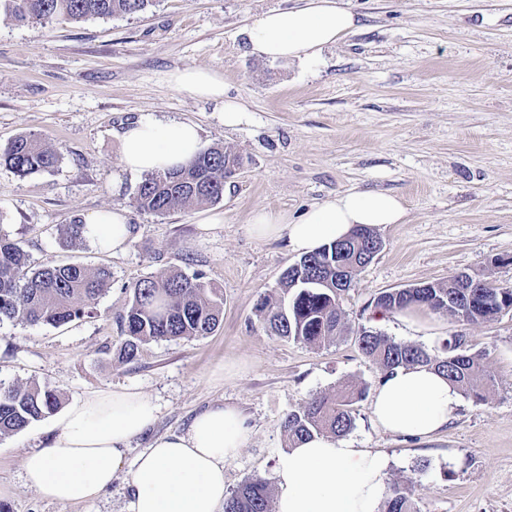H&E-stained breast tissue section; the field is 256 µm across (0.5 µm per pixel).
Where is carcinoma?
Segmentation results:
<instances>
[{"label":"carcinoma","mask_w":512,"mask_h":512,"mask_svg":"<svg viewBox=\"0 0 512 512\" xmlns=\"http://www.w3.org/2000/svg\"><path fill=\"white\" fill-rule=\"evenodd\" d=\"M153 0H0V7L16 21L48 23L63 16L74 21L107 18L146 11ZM59 160L55 150L34 135H19L0 148V164L19 176L49 171ZM242 163L241 156L213 147L193 157L185 166L166 173L148 174L134 194L136 207L146 213L165 215L176 209L216 203L224 197L226 164ZM378 237L367 227L332 242L299 259L300 267L287 271L278 285V298L263 296L258 315L275 335L309 345L334 344L345 332L342 299L353 287L366 252ZM112 273L81 264L31 265L17 242L0 237V322L61 326L93 315L91 301L107 291ZM126 313L121 318L122 340L116 349L121 362L134 361L142 345L151 341L194 339L215 330L223 320L224 296L204 281L200 272L181 270L164 277H146L132 287ZM424 306L458 322L495 320L512 311V287H494L467 272L446 281L380 293L374 307L397 312ZM361 352L376 363L383 375L400 367L431 366L460 392L484 399L491 381L483 354L471 351L466 337H448L443 351L397 342L377 331L361 328L356 333ZM365 394L356 385L342 386L334 394L318 395L292 410L283 422L290 443L315 433L341 437L353 427V405ZM59 405L56 392L36 382L20 385L0 380V437L16 434L52 414ZM224 512H272L269 488L255 477L226 495ZM384 512H417L409 488L389 487Z\"/></svg>","instance_id":"obj_1"}]
</instances>
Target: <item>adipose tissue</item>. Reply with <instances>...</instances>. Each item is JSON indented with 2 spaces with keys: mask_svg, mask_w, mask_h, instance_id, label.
<instances>
[{
  "mask_svg": "<svg viewBox=\"0 0 512 512\" xmlns=\"http://www.w3.org/2000/svg\"><path fill=\"white\" fill-rule=\"evenodd\" d=\"M342 0H303L272 10L247 31L253 55L309 64L356 26ZM175 87L216 102L225 126L239 125L245 106L224 97L221 71L186 67L171 75ZM123 172L148 174L185 165L199 151L196 124L162 121L150 114L118 134ZM404 200L383 191L351 190L312 205L299 219L256 210L251 231L260 239L287 237L294 252L309 254L347 237L355 227L400 224ZM82 235L104 251L125 248L132 229L124 209L84 217ZM460 403L459 390L434 369L401 368L379 383L371 405L377 427L394 435L428 440L446 431ZM154 402L132 389L104 390L70 403L61 413L48 447L23 460L26 484L53 500L88 504L112 484L132 439L156 420ZM250 436L241 412L216 405L197 414L182 435L154 437L130 474V512H222L227 490L224 468ZM387 457L332 436L313 435L275 457L276 512H377L387 496Z\"/></svg>",
  "mask_w": 512,
  "mask_h": 512,
  "instance_id": "ef3b65f1",
  "label": "adipose tissue"
}]
</instances>
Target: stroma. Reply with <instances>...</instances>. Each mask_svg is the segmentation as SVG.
<instances>
[{"label":"stroma","mask_w":512,"mask_h":512,"mask_svg":"<svg viewBox=\"0 0 512 512\" xmlns=\"http://www.w3.org/2000/svg\"><path fill=\"white\" fill-rule=\"evenodd\" d=\"M299 3L156 0L139 14L46 25L0 10V147L32 134L59 155L50 171L25 177L0 166V236L36 267L112 272L93 317L60 327L1 322L0 379L47 385L64 405L132 388L157 406L154 425L132 440L126 464L90 505L52 501L24 481L23 459L46 446L56 415L1 438L0 503L10 512H129L131 459L152 437L184 432L196 414L223 403L251 428L224 468L226 490L255 476L273 483L275 457L289 446L285 416L346 382L367 392L353 406L346 443L384 453L388 482L410 485L417 512H512V313L465 325L439 314L428 337L397 315L377 318L372 306L382 291L461 270L512 286V0H345L359 27L317 63L252 56L246 29ZM185 66L223 72L225 97L247 108L241 124L224 126L214 103L173 86L171 73ZM145 113L195 123L202 149L242 156L220 202L163 216L134 206L141 178L121 174L117 133ZM365 189L401 196L407 217L376 227L383 248L343 299L344 336L315 349L274 335L255 306L299 255L286 240L255 239L254 210L295 217ZM114 207L133 228L124 251L63 239V225ZM213 215L221 224L203 231ZM174 269L201 272L222 289V323L206 336L150 342L136 361L118 363L130 286ZM363 327L431 352L464 334L494 384L483 401L462 397L432 440L382 432L370 399L382 373L355 342ZM420 460L426 470H416Z\"/></svg>","instance_id":"obj_1"}]
</instances>
